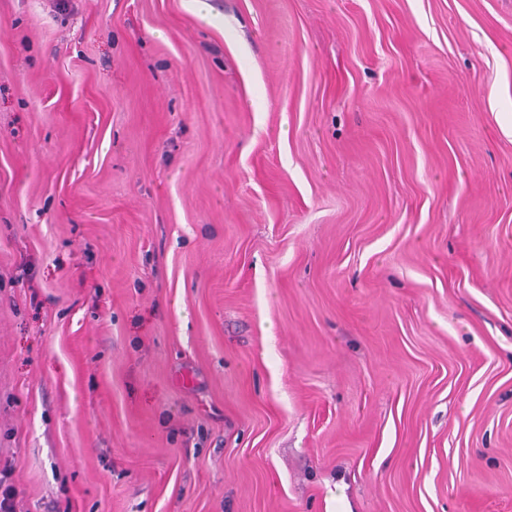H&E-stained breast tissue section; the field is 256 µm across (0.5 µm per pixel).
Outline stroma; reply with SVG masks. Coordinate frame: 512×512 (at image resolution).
Returning <instances> with one entry per match:
<instances>
[{"label": "stroma", "instance_id": "1", "mask_svg": "<svg viewBox=\"0 0 512 512\" xmlns=\"http://www.w3.org/2000/svg\"><path fill=\"white\" fill-rule=\"evenodd\" d=\"M0 0L14 512H512V0Z\"/></svg>", "mask_w": 512, "mask_h": 512}]
</instances>
